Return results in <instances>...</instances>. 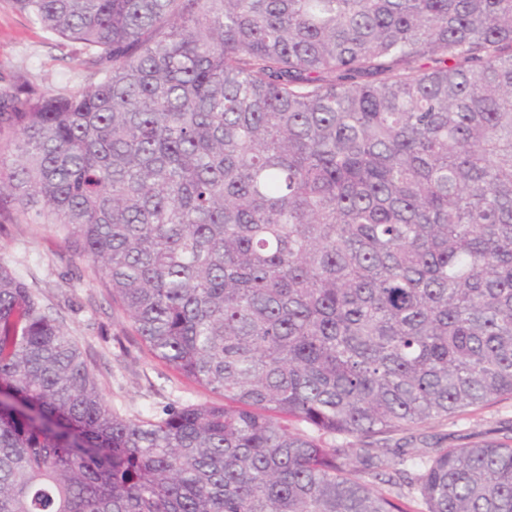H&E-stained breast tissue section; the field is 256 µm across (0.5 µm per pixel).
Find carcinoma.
Masks as SVG:
<instances>
[{"instance_id": "obj_1", "label": "carcinoma", "mask_w": 512, "mask_h": 512, "mask_svg": "<svg viewBox=\"0 0 512 512\" xmlns=\"http://www.w3.org/2000/svg\"><path fill=\"white\" fill-rule=\"evenodd\" d=\"M94 81L0 86V222L50 224L218 396L112 410L0 263V512H512V0H13ZM512 427V398L503 397L488 405L470 409L448 424L427 426L407 448L424 453L437 442L442 448H461L469 443L494 440Z\"/></svg>"}]
</instances>
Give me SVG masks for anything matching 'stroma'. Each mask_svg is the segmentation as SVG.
I'll use <instances>...</instances> for the list:
<instances>
[{"label": "stroma", "mask_w": 512, "mask_h": 512, "mask_svg": "<svg viewBox=\"0 0 512 512\" xmlns=\"http://www.w3.org/2000/svg\"><path fill=\"white\" fill-rule=\"evenodd\" d=\"M22 72L35 84L84 86L90 72L76 46L31 22L12 0H0V78ZM0 263L36 283L45 305L88 356L104 398L130 420L161 414L172 405L209 401L210 395L143 352L125 322L110 315L88 262L56 229L43 224L0 226ZM512 429V398L471 409L454 422L422 428L417 453L438 445L460 448Z\"/></svg>", "instance_id": "1"}]
</instances>
